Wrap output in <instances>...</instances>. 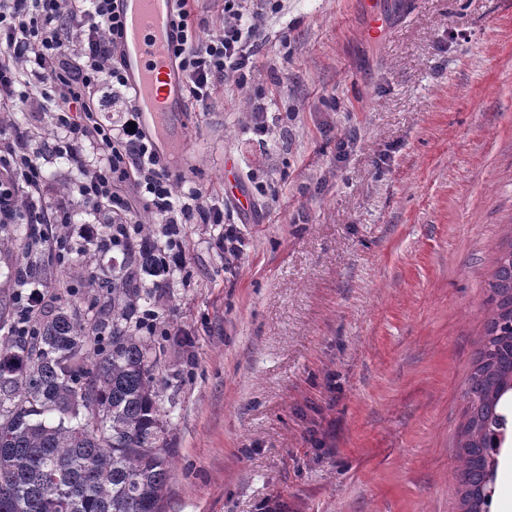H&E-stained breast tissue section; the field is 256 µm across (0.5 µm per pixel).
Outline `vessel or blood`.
<instances>
[{
    "instance_id": "1",
    "label": "vessel or blood",
    "mask_w": 512,
    "mask_h": 512,
    "mask_svg": "<svg viewBox=\"0 0 512 512\" xmlns=\"http://www.w3.org/2000/svg\"><path fill=\"white\" fill-rule=\"evenodd\" d=\"M174 0H121L124 67L135 105L162 143L172 139L171 118L185 111L187 97L171 46Z\"/></svg>"
}]
</instances>
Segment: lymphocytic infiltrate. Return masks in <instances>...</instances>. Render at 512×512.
I'll return each instance as SVG.
<instances>
[{
  "label": "lymphocytic infiltrate",
  "instance_id": "obj_1",
  "mask_svg": "<svg viewBox=\"0 0 512 512\" xmlns=\"http://www.w3.org/2000/svg\"><path fill=\"white\" fill-rule=\"evenodd\" d=\"M194 0H177L179 40L174 48L185 90L196 105L207 107L220 86L243 87L265 39V21L280 13L284 0H224L220 33L197 23ZM115 0H0V112L30 103L52 110L61 136L52 149L35 152L19 133L0 132V223L12 224L21 212L37 223H54L57 214L43 204L46 168L67 157L81 179L79 193L89 208L112 212L111 223L80 225L65 233L61 247L74 241H111L129 228V214L145 209L165 226L193 213L198 223L224 227V261L243 259L237 224L225 221L224 206L201 189L179 187L156 150L151 135L138 124L135 104L118 126L99 122L94 101L102 85L127 86L120 59L122 21ZM100 155H83L85 145Z\"/></svg>",
  "mask_w": 512,
  "mask_h": 512
}]
</instances>
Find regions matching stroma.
<instances>
[{
    "instance_id": "1",
    "label": "stroma",
    "mask_w": 512,
    "mask_h": 512,
    "mask_svg": "<svg viewBox=\"0 0 512 512\" xmlns=\"http://www.w3.org/2000/svg\"><path fill=\"white\" fill-rule=\"evenodd\" d=\"M285 0L252 87L190 105L168 164L223 199L245 257L186 216L153 306L166 512H461L464 391L512 240V0ZM349 141L345 159L338 140ZM70 162L44 202L84 207ZM263 98V93L259 89H254L249 97V112H252V132L255 136H258L260 140H264L262 137L269 133L268 113L264 108V104L260 102Z\"/></svg>"
}]
</instances>
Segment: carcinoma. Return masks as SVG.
Returning a JSON list of instances; mask_svg holds the SVG:
<instances>
[{
    "label": "carcinoma",
    "mask_w": 512,
    "mask_h": 512,
    "mask_svg": "<svg viewBox=\"0 0 512 512\" xmlns=\"http://www.w3.org/2000/svg\"><path fill=\"white\" fill-rule=\"evenodd\" d=\"M152 228L139 225L136 245L129 237L112 242L122 264L97 282L112 302L93 301L91 316L79 320L52 303L20 321L15 308L0 307V320L8 321L0 336V512H164L170 418L159 405L164 379L156 374L155 334L140 327L164 275L154 266ZM7 232L33 252L50 238L46 224ZM68 263L85 266L64 282L77 298L83 281L95 277L78 251ZM42 275L40 258L31 255L8 279L23 288ZM487 288L489 314L458 440L462 512H489L496 456L512 429V241Z\"/></svg>",
    "instance_id": "obj_1"
}]
</instances>
